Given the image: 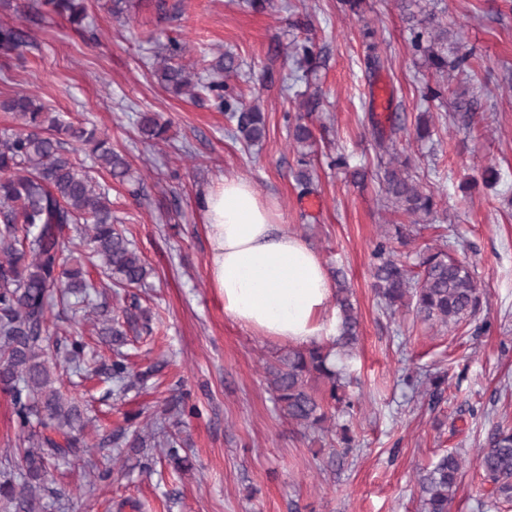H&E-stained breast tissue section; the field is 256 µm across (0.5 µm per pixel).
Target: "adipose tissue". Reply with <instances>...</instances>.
<instances>
[{"instance_id":"ef3b65f1","label":"adipose tissue","mask_w":512,"mask_h":512,"mask_svg":"<svg viewBox=\"0 0 512 512\" xmlns=\"http://www.w3.org/2000/svg\"><path fill=\"white\" fill-rule=\"evenodd\" d=\"M198 204L211 244L207 279L225 314L294 347L332 341L336 312L328 273L255 185L226 176L200 192Z\"/></svg>"}]
</instances>
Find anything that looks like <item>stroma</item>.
I'll return each instance as SVG.
<instances>
[{
	"mask_svg": "<svg viewBox=\"0 0 512 512\" xmlns=\"http://www.w3.org/2000/svg\"><path fill=\"white\" fill-rule=\"evenodd\" d=\"M11 2L37 44L0 54V98L29 89L61 119L105 131L144 181L135 199L126 184L94 172L152 269L138 294L154 332L128 333L122 350L134 370L161 366L143 389L123 397L111 395L101 377L61 374L62 392L89 420V449L55 471L58 494L48 512H419V469L451 450L466 460L451 512H498L474 456L493 423L512 422V0H431L437 19L462 29L473 53L467 75L453 80L476 97L466 119L448 98L426 99L435 77L410 44L406 0H362L357 13L342 0H264L258 11L242 0H144L124 24L113 21L110 0H84L94 41L63 17L38 15V0ZM369 36L387 57L373 73L364 61ZM172 37L188 44L186 61L198 73L221 53L238 59L240 73L228 83L263 112L261 143L234 139L213 101L177 96L158 83L152 66ZM305 39L314 59L295 82L292 47ZM304 100L316 104L308 118V198L295 182L285 121ZM423 112L435 126L430 146L415 140ZM145 113L167 122L165 141L142 142ZM374 118L395 130L411 174L438 200L406 253L447 246L487 290L480 313L458 331L424 324L405 309L389 315L374 294V245L386 225L411 222L381 203ZM329 152L344 153L364 180L329 168ZM489 166L500 174L492 189L482 179ZM224 176L251 181L326 270H343L352 288L360 341L347 389L356 402L352 451L341 471L327 470L329 447L301 435L275 407L263 366L284 344L232 320L208 286L210 243L196 199ZM311 198L319 209L308 208ZM426 371L448 374L432 410L402 382ZM174 394L200 410L180 427L189 470H175L158 448L100 447L120 427L146 426ZM100 469L109 470L108 479H98Z\"/></svg>",
	"mask_w": 512,
	"mask_h": 512,
	"instance_id": "35a3bbf8",
	"label": "stroma"
}]
</instances>
